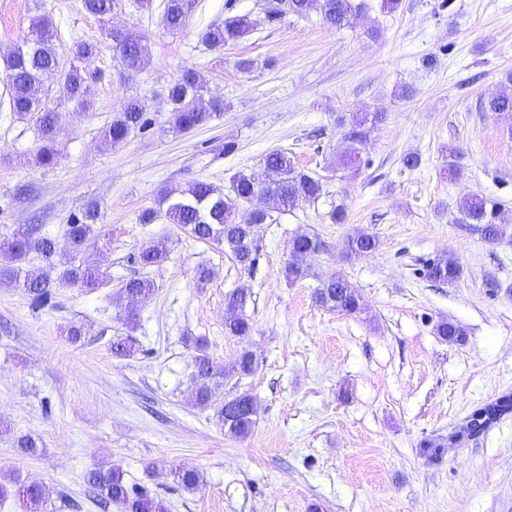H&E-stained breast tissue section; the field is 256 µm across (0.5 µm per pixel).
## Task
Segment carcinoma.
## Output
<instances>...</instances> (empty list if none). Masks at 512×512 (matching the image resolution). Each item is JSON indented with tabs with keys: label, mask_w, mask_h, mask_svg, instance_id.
Wrapping results in <instances>:
<instances>
[{
	"label": "carcinoma",
	"mask_w": 512,
	"mask_h": 512,
	"mask_svg": "<svg viewBox=\"0 0 512 512\" xmlns=\"http://www.w3.org/2000/svg\"><path fill=\"white\" fill-rule=\"evenodd\" d=\"M120 0H83L84 10L104 21L108 19ZM199 0H163L162 18L166 29L179 33L186 29L189 19L197 10ZM314 9L319 10L322 22L330 29H339L349 23L350 17L360 9L355 0H266L261 9L263 16L234 15L224 22L209 26L201 40L212 49L234 45L261 25H272L288 16L305 17ZM55 26L48 14L35 17L31 29L10 53L0 57V67L5 72L9 88V111L22 121L34 122L41 145L36 151V160L43 167L55 164L54 145L61 126V113L49 106L38 96L39 88L46 82L57 81L64 84L68 101L81 109L92 103L91 82L86 65L98 54L97 45L79 40L71 48L72 62L69 68L61 66L53 39ZM115 47L120 52L123 64L131 71H139L148 61L150 48L147 37L131 30L121 31L115 37ZM206 83L193 69L182 71L167 90V98L172 106V123L180 131L190 132L224 110V101L205 98ZM487 112L512 114V92H502L484 105ZM386 119L381 112H356L349 122L346 140L347 150L340 155L339 165L353 168L360 163V146L367 141L369 130ZM146 105L136 97L129 99L120 112L105 129L103 139L106 144L116 146L131 133L145 128ZM322 178L314 177L298 169L292 158L283 150L269 152L259 174L240 173L230 185V193L225 194L213 184L198 180L187 188L165 190L161 193L158 207L146 208L139 216L142 224H152L164 216L199 240H212L228 249L240 267L250 272L258 261L259 232L264 224L273 223L269 210L258 209L250 213L246 220L238 218L235 202H248L262 195L270 210L279 213L294 209L299 202H313L321 196ZM462 222L477 224L484 240L496 244L504 235L502 225L487 219L486 202L477 195L463 198L458 205ZM102 220L100 206L89 201L73 215L68 224L67 234L74 252L86 250L97 237L94 226ZM379 241L373 234L359 232L348 238L346 258L351 260L377 249ZM322 249V241L316 236L299 235L290 241L291 261L285 268V276L295 282L306 276L302 261L310 253ZM169 253L168 240L161 238L143 248L137 262L144 268L162 264ZM35 254L50 267H55L57 247L55 239L39 235L32 229L15 232L11 238L0 242V285L8 283L24 290L35 308L47 305L53 296V289L78 285L88 290L98 288L103 277L93 265L61 263L56 279L23 267L29 255ZM426 279L446 285L455 284L462 276V269L450 255H441L429 260L424 266ZM122 293L132 303H145L154 294L155 286L146 277H131L121 287ZM250 293L245 288L233 291L226 301L224 335L247 336L251 332L249 319L245 314ZM315 302L327 309L355 313L360 309L354 287L341 273L323 281L314 293ZM434 331L449 342H462L466 331L460 324L446 319L439 321ZM197 354L194 357L196 374L192 402L200 409L212 407L210 380L213 365L207 354V345L202 339L195 342ZM136 352L132 337H119L112 342V353L120 357H131ZM219 420L227 431L237 437L247 436L255 425V419L247 414L228 415L224 408L216 409ZM512 414V394L504 393L490 402L474 409L464 422L448 434V440L464 443L475 440L486 433L494 424ZM177 483L187 490L199 485L200 476L194 469H184L175 473ZM86 484L94 489L98 503L106 508L115 505L120 512H166L162 501L143 490L127 486L123 472L112 466H99L86 473ZM13 493L30 509V512H44L47 490L39 484H19L10 491L0 486V497Z\"/></svg>",
	"instance_id": "1"
}]
</instances>
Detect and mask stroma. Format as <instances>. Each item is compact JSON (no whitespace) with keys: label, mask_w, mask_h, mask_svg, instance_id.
Returning <instances> with one entry per match:
<instances>
[{"label":"stroma","mask_w":512,"mask_h":512,"mask_svg":"<svg viewBox=\"0 0 512 512\" xmlns=\"http://www.w3.org/2000/svg\"><path fill=\"white\" fill-rule=\"evenodd\" d=\"M161 0L143 7L121 0L105 22L82 0H0V54L22 41L29 19L49 14L61 30L55 49L69 64L74 40L98 44L88 66L94 105L68 103L60 84L43 89L61 104L53 167L35 165L33 122L7 108L0 71V241L30 224L56 239L73 264L100 266L95 291L57 289L51 305L32 309L21 289L0 285V483L47 488V512H101L84 480L115 466L128 485L147 488L167 512H512V417L485 435L420 455L480 403L512 391V115L483 111L507 89L512 73V0H400L383 9L364 0L349 25L331 29L319 11L290 16L220 51L201 41L224 20L225 0H200L179 34L164 26ZM144 34L150 57L127 74L113 27ZM252 60L241 70L240 60ZM195 68L224 110L182 133L171 123L167 88ZM409 99L396 95L400 86ZM141 98L151 126L106 145L103 130L130 97ZM383 112L387 118L361 149V168H338L345 129L338 114ZM235 143L224 154L225 143ZM460 151L449 177L448 151ZM287 151L295 165L322 176L323 191L260 232L259 260L244 272L215 242L193 238L159 219L141 224L160 192L204 180L228 190L241 171L256 173L267 153ZM421 164L403 166L406 154ZM485 198L506 227L487 244L475 225L457 220L463 197ZM101 205L99 239L75 253L66 236L88 200ZM345 206L347 221L329 214ZM374 234L377 250L343 256L356 232ZM323 242L307 256V274L291 283L285 267L294 236ZM169 240L167 259L135 263L150 242ZM463 270L455 285L422 275L439 254ZM210 278L198 283V267ZM356 289L355 313L318 306L313 293L333 273ZM145 276L150 301L129 307L124 281ZM495 278L488 291L487 278ZM246 288L250 335L224 333L225 299ZM465 327L463 343L433 330L437 321ZM84 326L71 342L69 325ZM129 336L137 354L118 358L111 344ZM208 344L215 368L227 369L216 394L224 403L250 393L256 424L228 434L214 410L190 401L194 339ZM250 374H232L243 352ZM38 440L30 456L18 448ZM197 470L189 491L175 472Z\"/></svg>","instance_id":"35a3bbf8"}]
</instances>
